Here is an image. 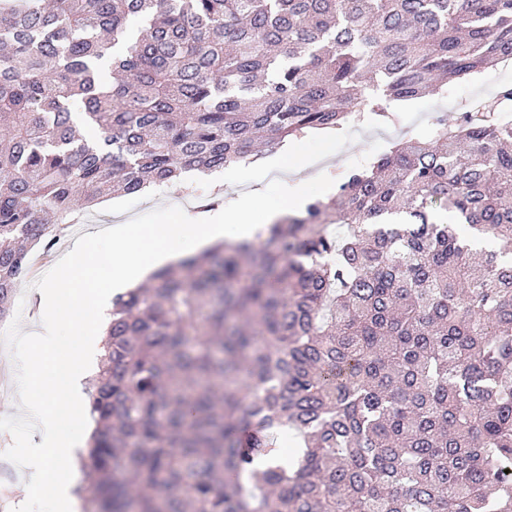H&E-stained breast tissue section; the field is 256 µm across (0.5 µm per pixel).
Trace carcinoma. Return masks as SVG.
Masks as SVG:
<instances>
[{"mask_svg":"<svg viewBox=\"0 0 512 512\" xmlns=\"http://www.w3.org/2000/svg\"><path fill=\"white\" fill-rule=\"evenodd\" d=\"M510 58L512 0H0V322L105 192ZM511 105L116 295L82 512H512Z\"/></svg>","mask_w":512,"mask_h":512,"instance_id":"obj_1","label":"carcinoma"}]
</instances>
